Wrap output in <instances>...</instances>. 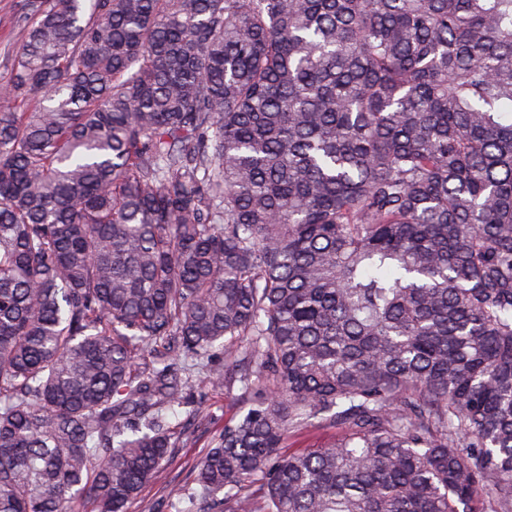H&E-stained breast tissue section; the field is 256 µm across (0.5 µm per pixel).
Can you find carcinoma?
<instances>
[{"label":"carcinoma","instance_id":"cac0c4a2","mask_svg":"<svg viewBox=\"0 0 512 512\" xmlns=\"http://www.w3.org/2000/svg\"><path fill=\"white\" fill-rule=\"evenodd\" d=\"M0 512H512V0H21ZM337 438L284 452L290 432ZM193 395L195 400L201 402V410L212 417V424L205 431L199 430L184 445L173 448L169 461L143 485L130 504L129 512H167L166 505L171 494L190 481V473L205 454L214 432L224 427V421L239 410V392L236 390L231 394L214 392L196 382Z\"/></svg>","mask_w":512,"mask_h":512}]
</instances>
